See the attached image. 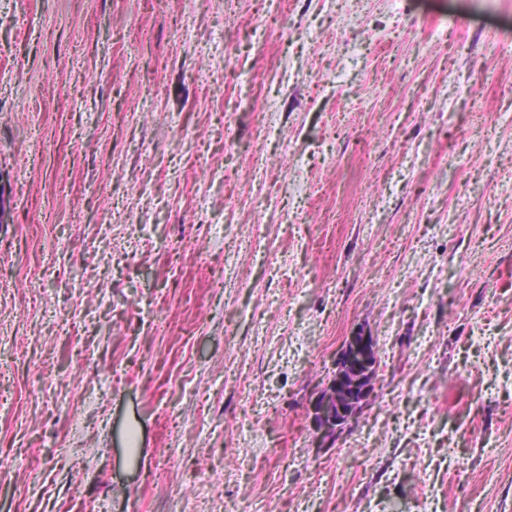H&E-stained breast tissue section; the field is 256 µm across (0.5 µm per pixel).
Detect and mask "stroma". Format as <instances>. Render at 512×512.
Instances as JSON below:
<instances>
[{
    "mask_svg": "<svg viewBox=\"0 0 512 512\" xmlns=\"http://www.w3.org/2000/svg\"><path fill=\"white\" fill-rule=\"evenodd\" d=\"M0 512H512V0H0ZM377 367L373 337L364 331L350 336L332 379L313 404V422L322 445L356 418L373 391Z\"/></svg>",
    "mask_w": 512,
    "mask_h": 512,
    "instance_id": "obj_1",
    "label": "stroma"
}]
</instances>
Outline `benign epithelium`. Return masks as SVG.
<instances>
[{
  "instance_id": "benign-epithelium-1",
  "label": "benign epithelium",
  "mask_w": 512,
  "mask_h": 512,
  "mask_svg": "<svg viewBox=\"0 0 512 512\" xmlns=\"http://www.w3.org/2000/svg\"><path fill=\"white\" fill-rule=\"evenodd\" d=\"M377 367L373 337L363 331L350 336L332 379L313 404V422L321 444L356 418L373 391Z\"/></svg>"
}]
</instances>
